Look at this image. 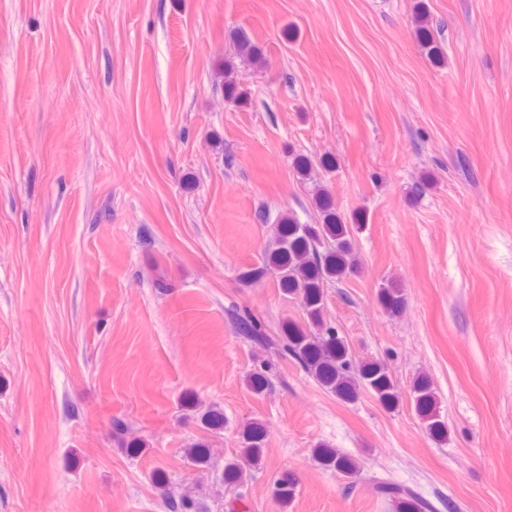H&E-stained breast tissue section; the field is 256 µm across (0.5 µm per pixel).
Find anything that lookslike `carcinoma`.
Masks as SVG:
<instances>
[{
	"label": "carcinoma",
	"mask_w": 512,
	"mask_h": 512,
	"mask_svg": "<svg viewBox=\"0 0 512 512\" xmlns=\"http://www.w3.org/2000/svg\"><path fill=\"white\" fill-rule=\"evenodd\" d=\"M320 209L326 213V222L317 226L283 221L272 248L266 253V263L279 272V285L286 293L300 299L312 326L323 325L322 283L325 279L345 278L357 271V259L353 250L348 225L332 211L328 196L317 199ZM332 247L320 251L324 242ZM381 302L396 313L403 307L404 299L392 288L380 289ZM240 332L248 339L271 344L273 340L262 330L261 324L251 317H238ZM282 349L292 355L317 382L345 402L358 399L359 390L370 392L387 409L399 403V392L387 367L380 361H371L350 372V349L345 341L332 331L317 336L299 324H290L282 337ZM415 410L426 423L429 434L443 440L447 427L436 411L435 393L429 380L419 377L412 386ZM264 431L257 423L247 425L242 431L241 457L247 465L259 464L264 444ZM186 456L198 467L205 465L209 448L195 443L186 449ZM315 456L323 465L334 469L347 479L359 472L358 463L334 448L319 446ZM295 479L282 475L276 482L275 498L286 506L295 495ZM379 493L394 504L395 512H430L433 505L416 496L409 488L390 479L378 481ZM169 512H201L198 502L189 495L177 499L167 497Z\"/></svg>",
	"instance_id": "carcinoma-1"
}]
</instances>
